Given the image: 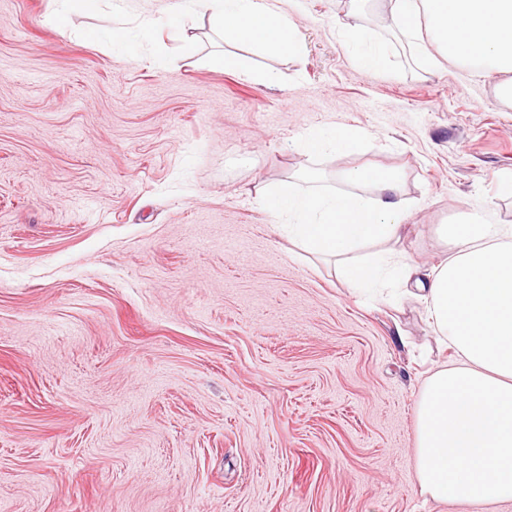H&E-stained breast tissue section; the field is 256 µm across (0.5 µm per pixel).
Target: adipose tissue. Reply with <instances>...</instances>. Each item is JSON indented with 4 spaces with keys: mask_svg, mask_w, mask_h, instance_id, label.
Here are the masks:
<instances>
[{
    "mask_svg": "<svg viewBox=\"0 0 512 512\" xmlns=\"http://www.w3.org/2000/svg\"><path fill=\"white\" fill-rule=\"evenodd\" d=\"M189 11L208 15L224 50L209 63L249 74L238 45L286 56L299 49L287 15L260 0H171L165 24L180 29ZM397 28L427 27L438 53L455 62L512 73V0H393ZM341 191L282 183L266 207L287 216L292 245L333 263L348 284L371 287L384 276L412 285L426 306L439 341L457 356L423 383L415 409V462L420 489L438 502L493 504L512 501V226L487 224L460 213L433 228L455 254L420 276L400 262L401 175L391 169L337 171Z\"/></svg>",
    "mask_w": 512,
    "mask_h": 512,
    "instance_id": "ef3b65f1",
    "label": "adipose tissue"
}]
</instances>
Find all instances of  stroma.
<instances>
[{"label": "stroma", "instance_id": "1", "mask_svg": "<svg viewBox=\"0 0 512 512\" xmlns=\"http://www.w3.org/2000/svg\"><path fill=\"white\" fill-rule=\"evenodd\" d=\"M263 2L302 49L240 48L246 80L209 67L206 16L162 27L168 0H98L64 37L51 0H0V512H512L420 492L416 404L455 358L422 305L295 255L264 205L399 169L401 251L439 264L434 225H512L506 77L395 30L392 0ZM346 129L353 152L299 148Z\"/></svg>", "mask_w": 512, "mask_h": 512}]
</instances>
